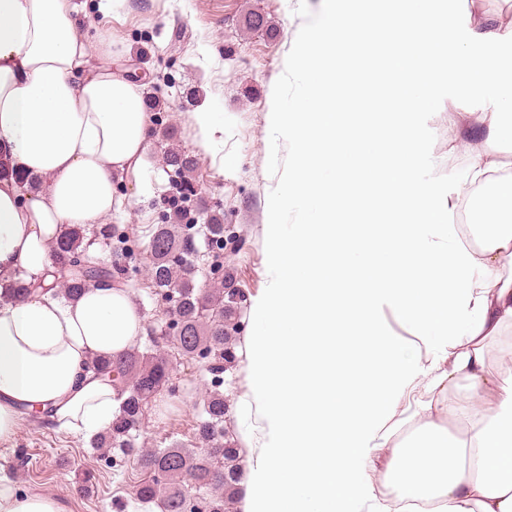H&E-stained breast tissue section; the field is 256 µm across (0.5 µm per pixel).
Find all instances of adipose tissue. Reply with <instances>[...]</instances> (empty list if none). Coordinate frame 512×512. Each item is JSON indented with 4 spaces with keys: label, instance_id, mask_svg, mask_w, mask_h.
<instances>
[{
    "label": "adipose tissue",
    "instance_id": "ef3b65f1",
    "mask_svg": "<svg viewBox=\"0 0 512 512\" xmlns=\"http://www.w3.org/2000/svg\"><path fill=\"white\" fill-rule=\"evenodd\" d=\"M434 3L322 0L319 21L297 36L306 84L270 117L294 141L286 185L317 218L286 235L267 226L274 280L253 307L248 354L264 435L240 484L244 512H353L371 500L378 458L410 512H512V375L487 362L490 341L512 328V161L500 152L512 143V28L473 15L461 32ZM75 11L73 0H0V157L42 182L27 192L0 178V280L22 270L42 285L0 301V443L33 407L75 436L111 426L117 392L87 365L147 333L126 284L52 293L65 226L120 211L116 183L140 169L151 133L143 83L108 50L89 66ZM463 40L482 53L448 66L449 45ZM361 79L410 113L443 80L477 95L494 88L480 116L494 150L438 200L415 175L416 125L376 127L368 99L337 111L336 92ZM487 184L492 209H470L479 252L452 245L444 215ZM387 309L408 337L393 333ZM418 389L453 398L421 403L417 428L392 444L396 403ZM0 512L63 508L0 474Z\"/></svg>",
    "mask_w": 512,
    "mask_h": 512
}]
</instances>
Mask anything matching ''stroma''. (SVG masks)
I'll list each match as a JSON object with an SVG mask.
<instances>
[{
	"mask_svg": "<svg viewBox=\"0 0 512 512\" xmlns=\"http://www.w3.org/2000/svg\"><path fill=\"white\" fill-rule=\"evenodd\" d=\"M74 2L78 31L92 47L111 40L115 65L134 64L150 73L145 90L154 134L147 142L146 165L123 181L126 213L118 219L136 239L138 266L146 264L151 226L162 223L169 211L175 181L165 156L173 148L200 160L191 179V219L201 220L206 211L223 214L237 238L224 250V267L247 301L237 347L240 362L225 372L221 391L229 408L226 427L245 448L246 462H253L263 430L255 409L246 405L251 376L245 356L255 327L253 305L271 283L268 203L280 193L294 156L292 137L271 130L269 112L275 104L290 103L303 87L302 77L290 71L298 49L295 33L317 18L320 0H121L106 14L99 12L98 0ZM253 11L265 17L269 31L247 29L245 18ZM491 98L488 92L473 98L444 82L427 111L409 117L385 98L376 108L392 121L409 117L419 125L416 174L444 197L449 183L463 174L448 165L449 145L464 142L470 157L491 148L479 120ZM207 106L218 117L205 134L194 115ZM166 126L175 132L167 142L156 134ZM169 386L174 395L167 411L148 408L141 423L144 447L187 444L194 437L199 409L211 390L202 362L173 357ZM0 472L12 475L20 492L60 498L65 512H116L117 499L127 503L126 512H160L134 501L144 478L136 460L93 455L87 439L52 426L22 422L15 440L0 444Z\"/></svg>",
	"mask_w": 512,
	"mask_h": 512,
	"instance_id": "stroma-1",
	"label": "stroma"
}]
</instances>
